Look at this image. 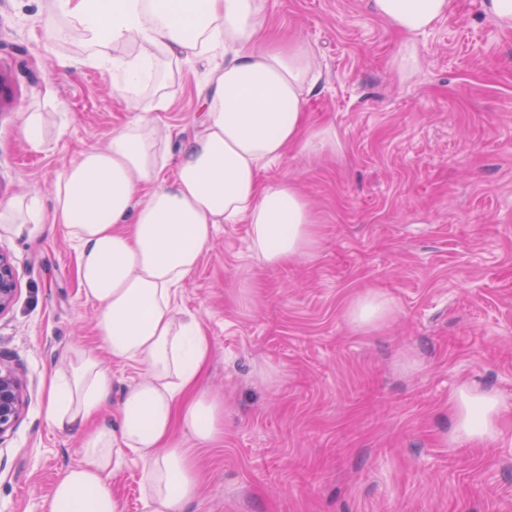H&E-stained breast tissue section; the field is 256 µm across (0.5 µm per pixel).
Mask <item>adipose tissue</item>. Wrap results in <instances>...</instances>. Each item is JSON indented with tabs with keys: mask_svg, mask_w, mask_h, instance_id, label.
I'll use <instances>...</instances> for the list:
<instances>
[{
	"mask_svg": "<svg viewBox=\"0 0 512 512\" xmlns=\"http://www.w3.org/2000/svg\"><path fill=\"white\" fill-rule=\"evenodd\" d=\"M268 0H53L56 29L65 18L87 52L60 59L62 68L95 65L112 71V88L133 111L102 150L82 152L57 176L53 205L0 202V230L33 237L47 224L74 242L78 279L96 308L99 345L67 347L44 409L49 426L79 432L80 461L64 471L46 512H123L111 476L129 458L142 464L145 512H184L198 500L202 479L186 432L205 447L224 433V402L201 380L211 353L198 314L176 304L179 286L197 271L218 225L248 227V251L274 269L311 258L319 221L310 199L287 178L265 182L262 169L289 149L337 150L334 130L312 126L307 103L319 81L301 40L270 39ZM373 13L402 41L394 65L402 79L425 66L418 39L448 17L451 0H370ZM134 46L127 57L113 56ZM217 63L206 86L202 130L171 152V132L149 111L167 109L169 71L191 57ZM152 87L149 105L141 92ZM172 177H164L166 165ZM378 291L357 297L345 317L379 330L394 317ZM143 370L116 416L110 363ZM500 399L467 385L448 398L451 444L486 446L499 434Z\"/></svg>",
	"mask_w": 512,
	"mask_h": 512,
	"instance_id": "obj_1",
	"label": "adipose tissue"
}]
</instances>
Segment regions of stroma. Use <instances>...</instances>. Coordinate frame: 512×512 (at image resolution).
<instances>
[{"label": "stroma", "instance_id": "stroma-1", "mask_svg": "<svg viewBox=\"0 0 512 512\" xmlns=\"http://www.w3.org/2000/svg\"><path fill=\"white\" fill-rule=\"evenodd\" d=\"M483 0H452L420 39L424 70L400 78L401 37L369 0H269L267 34L305 40L321 72L311 122L340 149L294 150L262 176L296 180L321 243L279 269L254 261L248 227L221 225L179 289L210 338L206 387L224 399V439L196 448L204 475L186 512H512V29ZM51 0H0V201L51 207L58 173L106 148L127 122L110 75L64 70L78 40L44 48ZM216 61L175 70L158 113L174 140L201 128ZM41 113L46 145L21 134ZM17 272L0 316V352L28 381L25 415L0 446V512H46L52 486L80 459L81 438L49 427L48 388L62 351L93 346L96 311L81 293L72 243L56 226L34 239L0 233ZM396 313L382 330L344 317L368 290ZM498 394L501 432L486 448L448 443V396Z\"/></svg>", "mask_w": 512, "mask_h": 512}]
</instances>
